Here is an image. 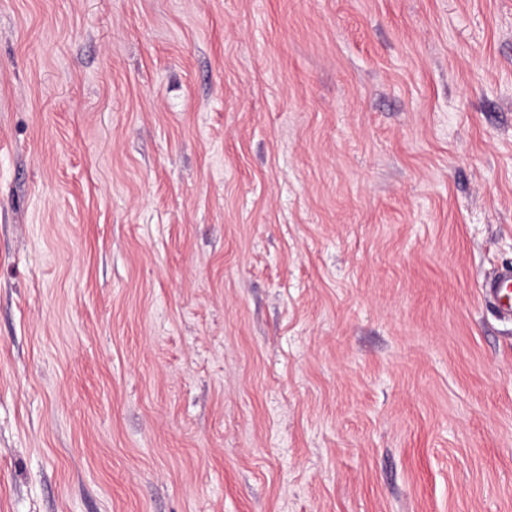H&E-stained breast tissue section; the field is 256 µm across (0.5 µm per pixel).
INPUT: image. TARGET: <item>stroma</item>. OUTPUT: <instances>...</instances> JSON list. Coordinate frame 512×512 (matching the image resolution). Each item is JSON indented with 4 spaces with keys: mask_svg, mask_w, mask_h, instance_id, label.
Instances as JSON below:
<instances>
[{
    "mask_svg": "<svg viewBox=\"0 0 512 512\" xmlns=\"http://www.w3.org/2000/svg\"><path fill=\"white\" fill-rule=\"evenodd\" d=\"M512 0H0V512H512ZM480 288L485 298L496 305L500 316L512 319V302L508 295L509 291L512 293V265L500 268L493 277L485 279Z\"/></svg>",
    "mask_w": 512,
    "mask_h": 512,
    "instance_id": "35a3bbf8",
    "label": "stroma"
}]
</instances>
